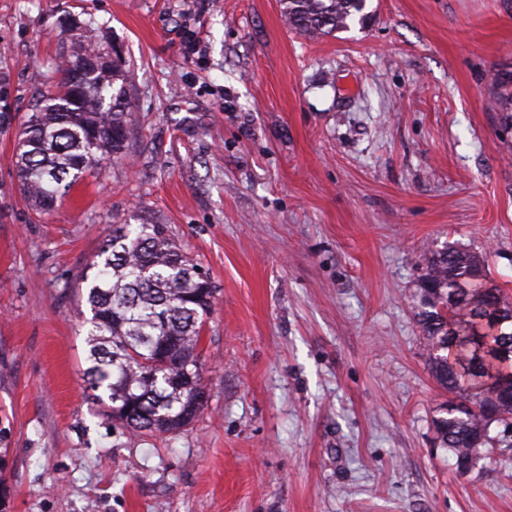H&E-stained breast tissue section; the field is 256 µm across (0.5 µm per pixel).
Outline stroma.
Instances as JSON below:
<instances>
[{
	"mask_svg": "<svg viewBox=\"0 0 512 512\" xmlns=\"http://www.w3.org/2000/svg\"><path fill=\"white\" fill-rule=\"evenodd\" d=\"M291 31L279 0H0V512H512V447L459 475L417 324L416 260L482 254L512 296V136L490 107L512 0H368ZM127 64L131 132L53 212L14 127L65 20ZM166 224L209 273L208 405L138 437L85 391L110 225ZM14 100L11 92L10 76L5 71H0V128L6 129L12 124V112Z\"/></svg>",
	"mask_w": 512,
	"mask_h": 512,
	"instance_id": "1",
	"label": "stroma"
}]
</instances>
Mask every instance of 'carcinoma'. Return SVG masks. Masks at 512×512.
I'll return each instance as SVG.
<instances>
[{"label":"carcinoma","instance_id":"1","mask_svg":"<svg viewBox=\"0 0 512 512\" xmlns=\"http://www.w3.org/2000/svg\"><path fill=\"white\" fill-rule=\"evenodd\" d=\"M288 27L333 35L371 20L367 0H281ZM50 64L44 89L15 132L12 163L19 189L48 214L99 158H121L129 136L126 75L120 55L77 27ZM495 110L512 130V70L495 76ZM10 76L0 71V128L12 124ZM89 266L91 317L85 342L86 388L106 399L108 418L132 435L164 437L188 428L208 401L203 332L216 288L196 270L166 224H116ZM418 324L436 382L455 396L433 420L436 440L456 463L475 467L494 448L490 422L476 409L494 386L512 387V298L491 278L485 259L452 247L418 259Z\"/></svg>","mask_w":512,"mask_h":512}]
</instances>
